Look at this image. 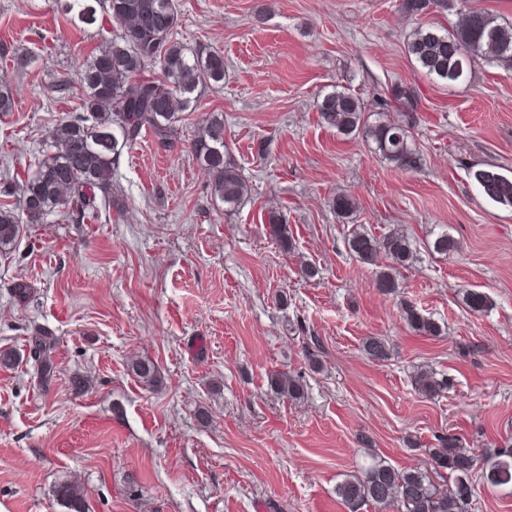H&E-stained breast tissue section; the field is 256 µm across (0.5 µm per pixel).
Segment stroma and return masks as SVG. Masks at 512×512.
I'll use <instances>...</instances> for the list:
<instances>
[{"label":"stroma","mask_w":512,"mask_h":512,"mask_svg":"<svg viewBox=\"0 0 512 512\" xmlns=\"http://www.w3.org/2000/svg\"><path fill=\"white\" fill-rule=\"evenodd\" d=\"M177 5L174 41L223 54V82L195 91L173 146L149 134L122 150L111 209L21 225L0 253V350L19 355L0 369V512H65L53 494L63 480L83 488L90 512H347L336 486L367 454L426 470L449 432L471 448L512 446V209L471 176L512 174V69L479 60L454 84L426 76L406 52L417 21L399 0ZM118 32L107 17L74 21L63 0H0V75L14 94L0 113V175H32L81 103L78 68ZM337 85L368 104L414 89L416 169L321 123L317 104ZM212 112L249 180L230 213L183 149ZM339 194L356 203L350 222L332 209ZM271 210L291 252L272 236ZM356 224L411 237L397 293L349 254ZM443 234L457 243L447 254L434 249ZM21 278L33 288L22 305L10 291ZM470 290L489 308L472 311ZM403 300L441 334L411 330ZM38 326L59 339L45 392L27 354ZM372 335L388 339V360L365 355ZM135 356L157 363L161 384L136 380ZM423 367L448 376L447 396L418 395ZM274 371L303 375L304 400L271 392ZM268 224H270L273 236L279 247L286 253L291 251L294 247L288 235V227L285 224L284 216L280 212L270 211L268 213Z\"/></svg>","instance_id":"stroma-1"}]
</instances>
